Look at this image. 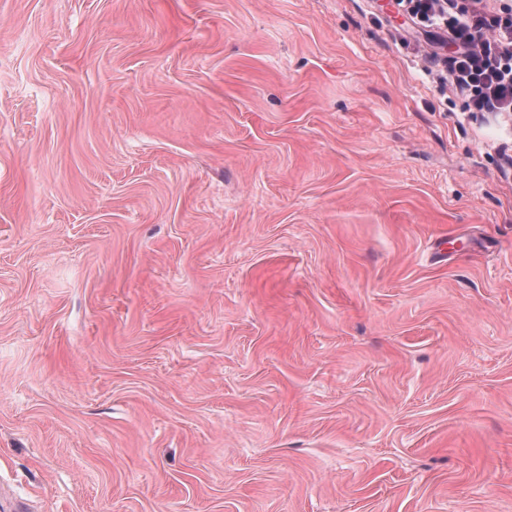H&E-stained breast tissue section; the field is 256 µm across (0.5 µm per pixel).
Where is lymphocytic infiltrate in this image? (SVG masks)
Returning a JSON list of instances; mask_svg holds the SVG:
<instances>
[{
    "mask_svg": "<svg viewBox=\"0 0 512 512\" xmlns=\"http://www.w3.org/2000/svg\"><path fill=\"white\" fill-rule=\"evenodd\" d=\"M414 25L451 34L461 46L455 85L476 112H512V5L493 0H397Z\"/></svg>",
    "mask_w": 512,
    "mask_h": 512,
    "instance_id": "1",
    "label": "lymphocytic infiltrate"
}]
</instances>
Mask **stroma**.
Returning a JSON list of instances; mask_svg holds the SVG:
<instances>
[{
    "mask_svg": "<svg viewBox=\"0 0 512 512\" xmlns=\"http://www.w3.org/2000/svg\"><path fill=\"white\" fill-rule=\"evenodd\" d=\"M394 0H0V507L512 512V119Z\"/></svg>",
    "mask_w": 512,
    "mask_h": 512,
    "instance_id": "obj_1",
    "label": "stroma"
}]
</instances>
